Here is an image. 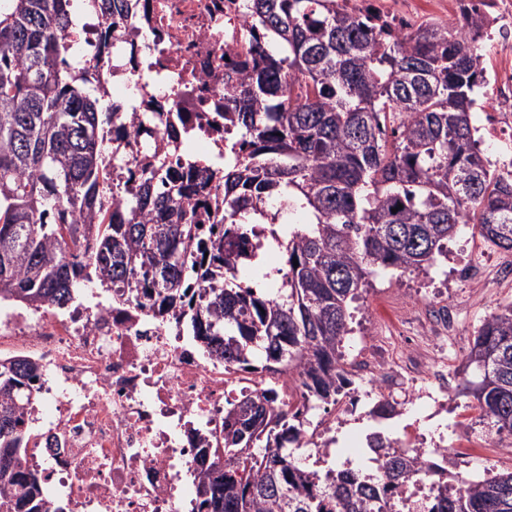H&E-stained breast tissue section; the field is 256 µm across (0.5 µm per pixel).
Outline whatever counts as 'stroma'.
I'll use <instances>...</instances> for the list:
<instances>
[{
    "label": "stroma",
    "instance_id": "stroma-1",
    "mask_svg": "<svg viewBox=\"0 0 512 512\" xmlns=\"http://www.w3.org/2000/svg\"><path fill=\"white\" fill-rule=\"evenodd\" d=\"M389 13L405 14L413 25L424 21L448 23L447 0H377ZM476 262L479 278L465 285L458 279L460 265ZM512 302V251L505 252L460 226L448 243V254L437 257L427 272L379 269L372 274L358 298L351 303L350 332L342 343L348 374L368 365L389 364L400 376L388 381L369 375L360 379L362 392L354 416L335 422L333 407L320 403L308 415L307 429L332 424L336 444L308 460L307 449L296 450V461L306 469L348 466L351 438H365L379 430L392 439L435 440L450 445L458 430L472 425L480 412L473 397L455 392L435 393L433 399L418 397L429 387L428 378L414 379L419 366L432 365L449 377L464 380L471 374L466 355L481 322L496 307ZM396 412L375 417L380 403Z\"/></svg>",
    "mask_w": 512,
    "mask_h": 512
}]
</instances>
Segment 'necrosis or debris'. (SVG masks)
I'll return each mask as SVG.
<instances>
[{"mask_svg":"<svg viewBox=\"0 0 512 512\" xmlns=\"http://www.w3.org/2000/svg\"><path fill=\"white\" fill-rule=\"evenodd\" d=\"M248 0H137L135 35L113 37L112 68L97 79L118 118L112 164L127 188L155 148L173 151L171 175L199 212L213 189L190 167L192 147L222 160L233 128L207 120L224 109V72L252 39ZM39 367L40 406L26 465L44 471L55 512H194L190 481L210 463L224 409L266 391L203 353L174 312L115 299L67 314L0 305V360Z\"/></svg>","mask_w":512,"mask_h":512,"instance_id":"obj_1","label":"necrosis or debris"}]
</instances>
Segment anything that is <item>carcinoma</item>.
Listing matches in <instances>:
<instances>
[{
	"instance_id": "1",
	"label": "carcinoma",
	"mask_w": 512,
	"mask_h": 512,
	"mask_svg": "<svg viewBox=\"0 0 512 512\" xmlns=\"http://www.w3.org/2000/svg\"><path fill=\"white\" fill-rule=\"evenodd\" d=\"M96 2L111 34L135 6ZM249 2L273 42L225 75L232 159L217 173L194 161L222 194L212 224L162 151L135 191L116 182L104 149L113 113L68 61L71 0L0 6V302L64 310L96 280L178 308L204 351L239 371L255 369L251 348L262 344L263 370L296 375L307 401L334 403L348 303L377 269L426 271L462 224L512 251V172L490 170L471 125L487 28L476 13L468 35L426 22L392 37L336 0ZM111 64L101 48L84 59L95 71ZM119 195L125 224L112 221ZM298 210L309 222L283 236L284 214ZM248 216L270 224L285 252L273 295L237 283ZM467 366L487 375L462 388L497 435L512 436V303L484 319ZM35 378L29 360L0 364V512H49L44 479L23 466ZM301 417L278 407L272 388L241 396L224 414L222 461L196 482L197 512H403L398 493L419 474L442 489L427 512H512V472L450 477L429 454L390 451L377 432L376 474L304 470L291 451ZM262 440L271 453H249Z\"/></svg>"
}]
</instances>
